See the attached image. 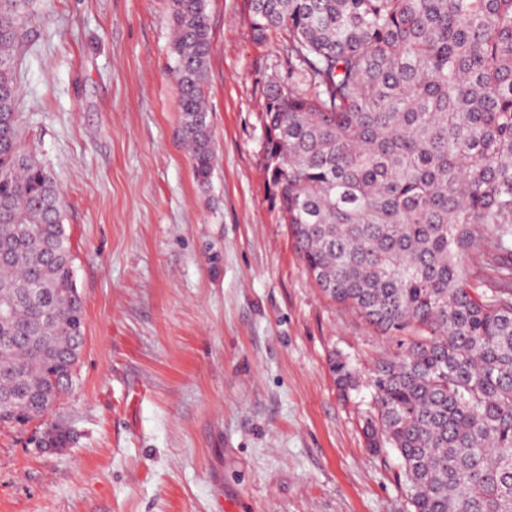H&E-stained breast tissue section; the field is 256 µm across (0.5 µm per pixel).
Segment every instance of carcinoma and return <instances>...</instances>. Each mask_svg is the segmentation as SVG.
Segmentation results:
<instances>
[{
    "mask_svg": "<svg viewBox=\"0 0 512 512\" xmlns=\"http://www.w3.org/2000/svg\"><path fill=\"white\" fill-rule=\"evenodd\" d=\"M30 0H0V425L76 379L84 305L52 175L18 144L13 61ZM178 138L198 185L215 151L207 0H171ZM288 36L265 96L264 170L304 268L399 340L371 380L367 447L394 451L413 512H512V0H249ZM495 267L487 287L469 254ZM338 390L353 368L331 361ZM41 447L70 432L50 423Z\"/></svg>",
    "mask_w": 512,
    "mask_h": 512,
    "instance_id": "obj_1",
    "label": "carcinoma"
}]
</instances>
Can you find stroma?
I'll return each instance as SVG.
<instances>
[{
    "label": "stroma",
    "instance_id": "1",
    "mask_svg": "<svg viewBox=\"0 0 512 512\" xmlns=\"http://www.w3.org/2000/svg\"><path fill=\"white\" fill-rule=\"evenodd\" d=\"M209 188L180 145L168 0H31L18 51L22 150L51 172L85 307L77 383L0 428V512H411L362 427L396 341L307 274L264 173L268 80L247 0H208ZM345 358L359 385L341 396ZM331 371L336 386L342 394H347L356 387V374L353 368L341 357L334 358L331 363ZM40 439V448H59L69 441L70 432L61 424L50 423L46 424L41 432Z\"/></svg>",
    "mask_w": 512,
    "mask_h": 512
}]
</instances>
